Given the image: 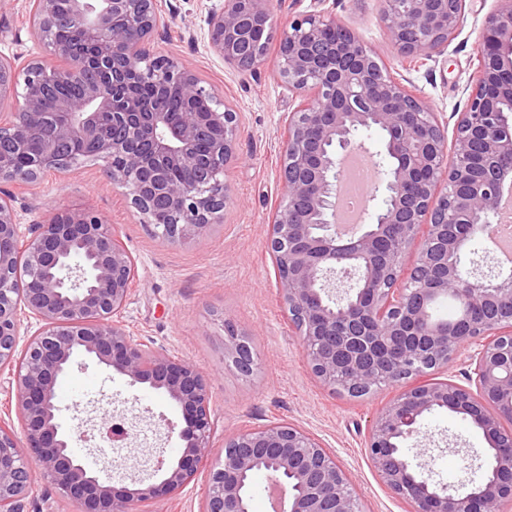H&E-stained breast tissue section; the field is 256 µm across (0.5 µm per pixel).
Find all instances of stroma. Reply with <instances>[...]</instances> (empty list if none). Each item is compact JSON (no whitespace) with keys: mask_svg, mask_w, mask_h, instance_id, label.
Here are the masks:
<instances>
[{"mask_svg":"<svg viewBox=\"0 0 512 512\" xmlns=\"http://www.w3.org/2000/svg\"><path fill=\"white\" fill-rule=\"evenodd\" d=\"M224 0H159L166 25L154 36L158 52L189 64L237 112L242 137L239 154L224 169L231 200L224 221L201 237L179 245L155 237L121 192L106 180L98 162L87 161L66 174L50 172L36 183H0L13 196L22 226L48 220L55 212L90 209L114 225L135 265L133 291L121 323L135 340L194 362L211 386L210 445L213 460L224 457V442L235 432L285 420L315 436L332 451L359 494L365 512H409L391 494L367 459L365 448L374 417L397 388L351 398L324 387L312 373L285 312L277 272L268 251V222L282 188L281 135L294 95L274 76L277 43H270L254 72L241 70L212 51L207 14ZM495 0H465L462 30L437 60L402 59L381 21L382 0H275L274 19L285 27L300 15L336 17L375 50L409 91L433 107L440 122L455 124L464 111L468 78L477 61V35ZM28 0H0V56L19 65L40 58L43 48L28 27ZM249 336L258 358L252 376L240 375L224 359L223 315ZM58 420L75 428L88 411L124 420L130 446H90L76 442L78 463L99 482L115 487L148 477L156 451L179 455L180 410L160 391L77 357L61 378ZM421 442L409 456L428 464L437 480L455 484L480 480L487 443L460 415L437 411L421 426Z\"/></svg>","mask_w":512,"mask_h":512,"instance_id":"obj_1","label":"stroma"}]
</instances>
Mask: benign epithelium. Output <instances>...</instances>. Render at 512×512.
Listing matches in <instances>:
<instances>
[{
	"mask_svg": "<svg viewBox=\"0 0 512 512\" xmlns=\"http://www.w3.org/2000/svg\"><path fill=\"white\" fill-rule=\"evenodd\" d=\"M273 0H224L209 12L207 37L222 58L252 70L243 49L258 33L275 31ZM484 18L478 66L469 78L465 112L448 135L425 99L388 72L376 53L332 17L308 14L279 34L275 77L300 97L281 135L282 197L269 224L268 249L278 270L281 300L313 374L333 392L401 391L374 418L366 454L383 484L410 512H512V272L484 268L486 241L502 193L512 188V0ZM66 19L57 0H34L30 28L60 65L24 66L0 58V141L28 146L52 139L35 166L19 170L0 153V182L28 185L70 163L60 152L73 142L102 163L151 233L172 245L224 222L230 190L224 167L241 138L237 114L178 58L151 47L160 24L156 0H70ZM390 43L404 58L432 60L464 22L463 0H383ZM65 21L93 48L88 64L68 59L54 31ZM174 79L205 112L175 120L129 90ZM54 95L57 108L42 109ZM370 127L384 133L383 150L359 140ZM210 145L202 165L197 144ZM375 159L380 177L369 199L382 205L344 234L336 222L341 160L354 151ZM169 168L184 172L173 183ZM163 198L167 223L157 224ZM134 278L131 256L114 227L89 211H62L23 234L13 199L0 197V367L13 371L22 436L0 420V512H24L34 472L80 512H143L177 494L212 454L211 387L190 360L149 348L119 324ZM453 290L476 325L452 330L432 319L431 303ZM41 326L18 348L22 315ZM467 353L465 383L434 381ZM83 354L163 391L185 427L175 461L157 458L161 479L139 487L104 486L78 464L80 430L57 421L56 386ZM224 356L249 377L258 368L233 319L224 315ZM446 410L468 419L488 448L481 481L453 489L433 470L413 465L402 444L423 417ZM270 471L290 486L288 512H363L336 456L313 435L285 420L239 431L224 443V460L210 466L202 512H249L247 479Z\"/></svg>",
	"mask_w": 512,
	"mask_h": 512,
	"instance_id": "7a95c632",
	"label": "benign epithelium"
}]
</instances>
